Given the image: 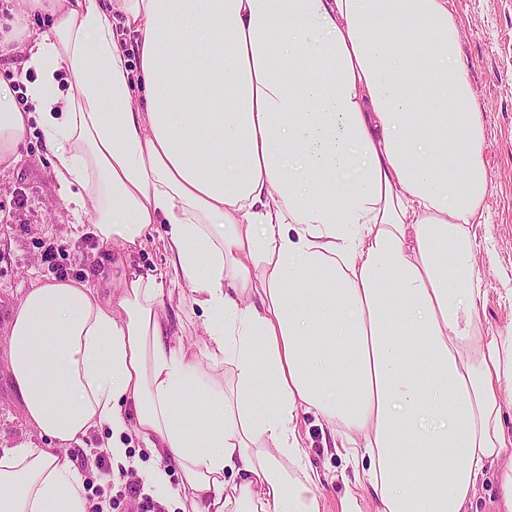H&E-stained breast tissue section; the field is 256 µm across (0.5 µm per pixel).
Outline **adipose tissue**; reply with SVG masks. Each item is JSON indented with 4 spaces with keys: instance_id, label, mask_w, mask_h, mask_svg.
Segmentation results:
<instances>
[{
    "instance_id": "1",
    "label": "adipose tissue",
    "mask_w": 512,
    "mask_h": 512,
    "mask_svg": "<svg viewBox=\"0 0 512 512\" xmlns=\"http://www.w3.org/2000/svg\"><path fill=\"white\" fill-rule=\"evenodd\" d=\"M47 7L24 92L0 80V167L39 122L108 278L33 279L7 360L43 448H0V512H88L69 450L168 512H323L298 414L354 467L339 512H512V333L483 328L471 227L489 189L449 0H13ZM201 90L206 113L174 104ZM164 225L165 271L130 269ZM188 287L202 359L169 339ZM233 369L225 389L222 369ZM214 370L204 378V369Z\"/></svg>"
}]
</instances>
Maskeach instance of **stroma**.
Masks as SVG:
<instances>
[{
  "instance_id": "stroma-1",
  "label": "stroma",
  "mask_w": 512,
  "mask_h": 512,
  "mask_svg": "<svg viewBox=\"0 0 512 512\" xmlns=\"http://www.w3.org/2000/svg\"><path fill=\"white\" fill-rule=\"evenodd\" d=\"M459 33V61L466 69L484 126L483 159L490 182L483 201L486 223L475 225L480 242L474 262L487 295L481 310L484 327L512 330V0H450ZM66 193L55 178L39 126H32L18 164L0 171V446H42L26 420L22 399L9 370L6 346L13 310L31 278H55L65 269L83 280L108 272V247L80 234ZM57 250L55 264L43 259L47 246ZM175 343L192 355L207 341L205 318L190 294L174 297L169 312ZM298 430L307 463L323 479V508L337 512L349 486L341 474L346 462L330 441L329 430L309 413L300 414ZM102 437L90 433L84 448L71 449L84 458L81 471L89 479L91 512L110 501L111 512H136L130 500H116L115 489L97 469L93 453Z\"/></svg>"
}]
</instances>
